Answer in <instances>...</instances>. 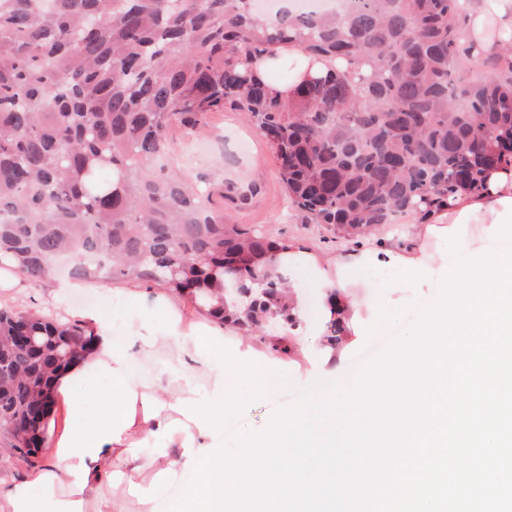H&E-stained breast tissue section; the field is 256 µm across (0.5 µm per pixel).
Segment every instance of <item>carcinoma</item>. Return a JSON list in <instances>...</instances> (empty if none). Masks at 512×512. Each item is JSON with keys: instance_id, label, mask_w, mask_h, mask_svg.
I'll return each instance as SVG.
<instances>
[{"instance_id": "1", "label": "carcinoma", "mask_w": 512, "mask_h": 512, "mask_svg": "<svg viewBox=\"0 0 512 512\" xmlns=\"http://www.w3.org/2000/svg\"><path fill=\"white\" fill-rule=\"evenodd\" d=\"M253 0H0V260L42 281L164 286L254 331L288 321L275 242L224 223L194 180L159 161L229 109L260 130L307 224L351 241L394 215L424 221L512 164V48L464 40L467 0H352L344 13L276 14ZM298 43L343 69L284 100L253 62ZM253 262L240 298L224 273ZM92 329L0 307V433L32 467L57 373L90 353Z\"/></svg>"}]
</instances>
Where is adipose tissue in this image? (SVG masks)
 I'll return each instance as SVG.
<instances>
[{"label":"adipose tissue","instance_id":"obj_1","mask_svg":"<svg viewBox=\"0 0 512 512\" xmlns=\"http://www.w3.org/2000/svg\"><path fill=\"white\" fill-rule=\"evenodd\" d=\"M466 38L486 52L499 51L512 39V0H471ZM274 60L291 69L288 80L277 85L286 99L299 82L325 75L332 66L294 43L257 60L256 72L266 75ZM462 224L482 225L492 246L512 236V168L492 170L484 190L457 193L432 212L413 248L357 247L345 257L319 260L325 299L319 335L355 331L362 302L349 291L351 268L396 269L409 287H423L441 278L429 240L448 237ZM126 297L133 319L125 336L114 337L97 309L78 313V321L96 335L93 350L55 380L41 435L46 453L23 478L0 477V512H129L133 501L140 512H153L159 487L183 476L186 437H193L197 449L223 438L224 409L241 397L238 388L226 384V373L246 381L251 394L263 398L288 383L290 375L282 366L265 364L237 347L225 349L223 326L211 317L189 318L168 289L132 288ZM157 352L166 359L152 379L134 373L136 356ZM100 376L111 381L104 395L95 386ZM175 419L185 427L173 434L168 455H144L152 432Z\"/></svg>","mask_w":512,"mask_h":512}]
</instances>
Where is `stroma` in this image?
I'll use <instances>...</instances> for the list:
<instances>
[{
  "label": "stroma",
  "mask_w": 512,
  "mask_h": 512,
  "mask_svg": "<svg viewBox=\"0 0 512 512\" xmlns=\"http://www.w3.org/2000/svg\"><path fill=\"white\" fill-rule=\"evenodd\" d=\"M168 137L173 168L198 175L200 191L224 189L225 195L217 200L216 206L229 221L258 229L269 238L320 258H332L344 250L342 240L326 225L302 221L278 179L277 160L264 137L257 129L247 126L238 113L228 110L211 113L199 137L187 136L177 126L169 129ZM290 275L302 303L300 331L289 334L283 349L278 351L273 350L271 337L250 333L242 327L237 333L259 356L284 364L290 374L303 378L318 364L321 339L316 331L323 316V290L318 285L315 269L310 266L293 268ZM351 275L379 285L392 283L396 289L394 305L380 308L378 313L366 319V336L346 351L343 371L348 376L353 375L357 368L356 357L375 341L382 330L404 331L414 323L418 314L417 299L412 289L397 287L396 273L357 267ZM22 286V296L1 297L0 304L36 312L62 323L72 321L76 311L94 306L104 316L113 319L115 335L123 333V327L116 322L115 316L126 309L125 281H107L102 287L84 289L67 296L60 306L50 298L48 281L33 283L26 280ZM299 390V385L292 383L272 398L242 397L236 407L224 412L226 435L264 430L277 409L295 404Z\"/></svg>",
  "instance_id": "obj_1"
}]
</instances>
